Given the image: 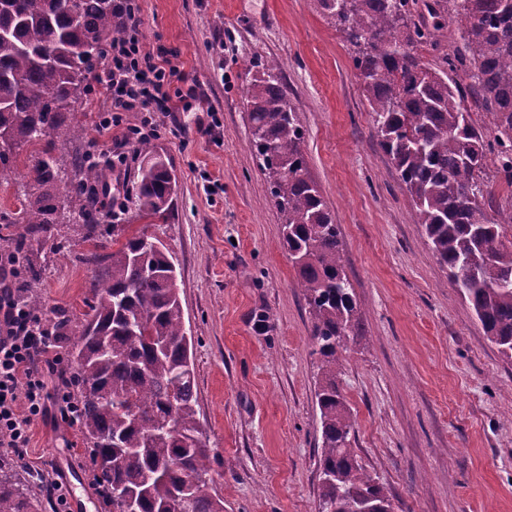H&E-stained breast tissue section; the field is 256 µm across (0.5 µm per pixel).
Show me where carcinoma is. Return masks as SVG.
Returning a JSON list of instances; mask_svg holds the SVG:
<instances>
[{
	"label": "carcinoma",
	"instance_id": "cac0c4a2",
	"mask_svg": "<svg viewBox=\"0 0 512 512\" xmlns=\"http://www.w3.org/2000/svg\"><path fill=\"white\" fill-rule=\"evenodd\" d=\"M348 45L379 147L415 207L426 244L448 268L488 340L512 361V245L501 227L512 196L485 210L489 170L512 186V0H318ZM116 0H0V170L16 149L46 141L26 174L25 232L11 235L22 270L34 275L35 237L60 249L56 225L77 224L93 245L98 273L90 312L58 314L60 336H74L78 426L92 448L107 512H224L210 493L208 439L196 418L192 337L185 328L175 269L144 234L112 251L102 239V204L91 195L109 173L78 152L67 164L53 138H87L74 121L83 109L98 57L119 38ZM462 16L459 39L442 30ZM425 50L432 59L424 60ZM244 88L250 146L270 185L282 246L300 260L298 285L312 317L317 356L319 512H345L358 497L371 512H394L387 488L351 448L354 421L343 389L341 355L361 335L362 317L349 279L340 228L307 172L305 134L283 84L281 64H257ZM485 117L483 124L472 113ZM126 208L163 218L176 189L169 158L147 142ZM32 315L34 291L17 292ZM42 502L17 459L0 454V512H39Z\"/></svg>",
	"mask_w": 512,
	"mask_h": 512
}]
</instances>
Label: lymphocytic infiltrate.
Returning a JSON list of instances; mask_svg holds the SVG:
<instances>
[{
	"label": "lymphocytic infiltrate",
	"instance_id": "f902f5d3",
	"mask_svg": "<svg viewBox=\"0 0 512 512\" xmlns=\"http://www.w3.org/2000/svg\"><path fill=\"white\" fill-rule=\"evenodd\" d=\"M124 33L105 51L98 64L100 130L122 124L127 112L141 113L139 124L127 127L126 140L140 141L157 132L154 113L173 109L168 91L172 80L185 75L165 50L147 48L140 37L137 0H119ZM55 328L33 321L19 306L15 291L0 281V447L21 449L30 440V425L49 411L75 421L76 410L64 395H49L48 379L59 371Z\"/></svg>",
	"mask_w": 512,
	"mask_h": 512
}]
</instances>
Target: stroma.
Listing matches in <instances>:
<instances>
[{
  "label": "stroma",
  "mask_w": 512,
  "mask_h": 512,
  "mask_svg": "<svg viewBox=\"0 0 512 512\" xmlns=\"http://www.w3.org/2000/svg\"><path fill=\"white\" fill-rule=\"evenodd\" d=\"M147 46L174 52L199 109L157 114L152 141L177 177L164 219L128 233L170 252L187 328L197 419L209 440L212 495L224 512H318L316 361L311 316L280 245V219L253 155L243 89L254 63L284 67L305 131L307 169L340 227L364 324L343 353L355 421L351 446L393 496L396 512H512V363L485 336L415 219L378 146L341 35L317 0H138ZM212 125L204 135L199 125ZM123 127L101 133L114 173L131 183L139 159ZM16 151L0 172V213L20 221L18 196L39 157ZM67 248L33 246L32 287L48 320L86 313L95 274L74 225ZM23 464L55 471L73 512H105L90 448L77 428L36 419Z\"/></svg>",
  "instance_id": "1"
}]
</instances>
